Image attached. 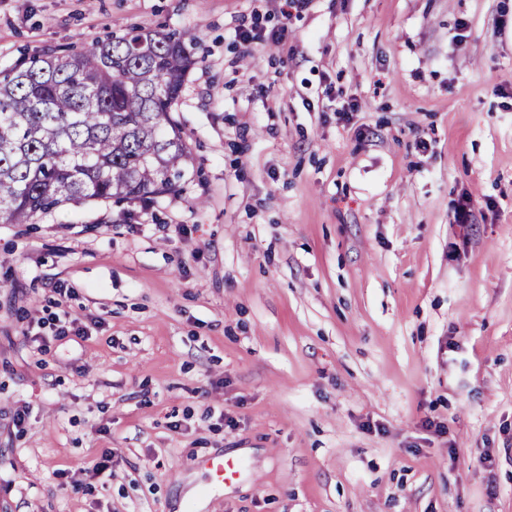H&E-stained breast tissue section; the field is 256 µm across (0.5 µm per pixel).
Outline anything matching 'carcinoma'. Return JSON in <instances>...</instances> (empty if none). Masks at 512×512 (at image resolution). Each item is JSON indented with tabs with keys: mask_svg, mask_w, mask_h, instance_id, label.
<instances>
[{
	"mask_svg": "<svg viewBox=\"0 0 512 512\" xmlns=\"http://www.w3.org/2000/svg\"><path fill=\"white\" fill-rule=\"evenodd\" d=\"M195 43L143 27L0 77V224L174 190L187 142L170 116Z\"/></svg>",
	"mask_w": 512,
	"mask_h": 512,
	"instance_id": "carcinoma-1",
	"label": "carcinoma"
}]
</instances>
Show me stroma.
Wrapping results in <instances>:
<instances>
[{
  "label": "stroma",
  "instance_id": "1",
  "mask_svg": "<svg viewBox=\"0 0 512 512\" xmlns=\"http://www.w3.org/2000/svg\"><path fill=\"white\" fill-rule=\"evenodd\" d=\"M510 17L0 0V72L197 43L180 190L0 224V512H512ZM194 465L204 468L212 483L224 487L233 486L243 475L241 462L224 459V457L203 458L196 460Z\"/></svg>",
  "mask_w": 512,
  "mask_h": 512
}]
</instances>
